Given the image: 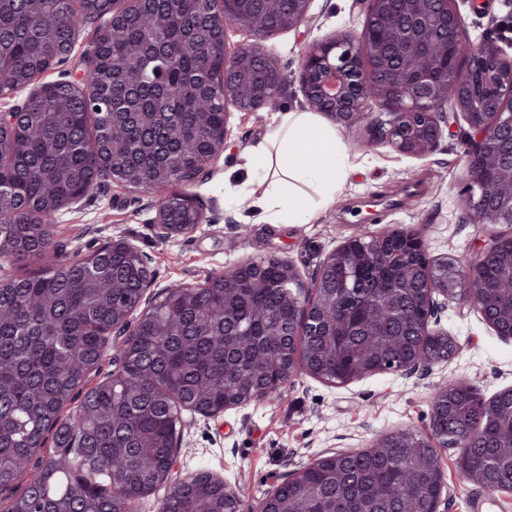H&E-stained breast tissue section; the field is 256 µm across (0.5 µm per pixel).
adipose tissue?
<instances>
[{
  "label": "adipose tissue",
  "instance_id": "obj_1",
  "mask_svg": "<svg viewBox=\"0 0 512 512\" xmlns=\"http://www.w3.org/2000/svg\"><path fill=\"white\" fill-rule=\"evenodd\" d=\"M244 167L268 223L306 224L335 194L350 162L335 126L319 113L279 112Z\"/></svg>",
  "mask_w": 512,
  "mask_h": 512
}]
</instances>
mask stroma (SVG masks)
Returning a JSON list of instances; mask_svg holds the SVG:
<instances>
[{"label": "stroma", "instance_id": "1", "mask_svg": "<svg viewBox=\"0 0 512 512\" xmlns=\"http://www.w3.org/2000/svg\"><path fill=\"white\" fill-rule=\"evenodd\" d=\"M459 9L470 35L512 45V0H481L477 7L461 0ZM361 21L357 0H314L311 18L298 29L265 40V50L284 76L277 111L306 108L299 81L304 47L344 23L356 27ZM439 112L449 124L436 149L421 159L370 144L356 130L340 129L352 168L333 200L309 224L263 221L242 156L264 135L271 113L233 112L230 143L208 179L195 188L214 208L217 223L162 239L152 224L153 195L106 181L80 204L60 211L54 245L59 255L70 257L115 238L130 240L150 260L148 293L154 297L168 285L199 283L241 260L268 256L292 261L303 281L311 282L325 257L361 223L371 231H415L437 258L458 255L492 234H512V224L473 223L461 205L470 181L464 159L468 126L451 119L449 106H440ZM228 181L239 187L231 197L224 193ZM370 198L374 206L365 207ZM438 327L455 338L458 349L427 371L378 374L342 386L300 375L271 401L252 402L216 417L182 411L175 478L208 471L238 490L239 512H254L289 471L331 448L360 450L380 434L400 429L428 433L434 387L448 374L465 378L486 397L512 387V342L500 339L479 312L449 301ZM458 457L455 448L441 452L448 512H512V493L490 492L467 482Z\"/></svg>", "mask_w": 512, "mask_h": 512}]
</instances>
